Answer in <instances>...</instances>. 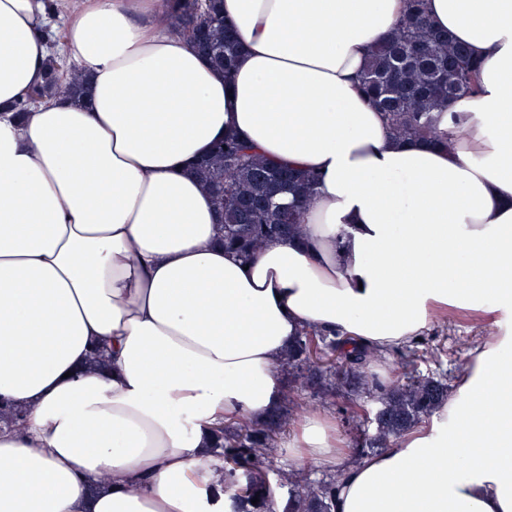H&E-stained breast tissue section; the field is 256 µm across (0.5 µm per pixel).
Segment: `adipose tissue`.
Returning a JSON list of instances; mask_svg holds the SVG:
<instances>
[{"label": "adipose tissue", "instance_id": "adipose-tissue-1", "mask_svg": "<svg viewBox=\"0 0 512 512\" xmlns=\"http://www.w3.org/2000/svg\"><path fill=\"white\" fill-rule=\"evenodd\" d=\"M57 2L89 101L20 114L50 18L0 0V406L24 417L0 429V512H231L214 431L265 418L302 330L387 353L448 307L495 340L429 424L345 467L333 512H512V0L427 2L483 60L445 149L394 142L357 89L404 0H224L228 79L165 0ZM230 131L319 175L302 241L247 262L192 172ZM280 445L345 453L319 412Z\"/></svg>", "mask_w": 512, "mask_h": 512}]
</instances>
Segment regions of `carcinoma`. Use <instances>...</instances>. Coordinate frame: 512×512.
Instances as JSON below:
<instances>
[{
    "mask_svg": "<svg viewBox=\"0 0 512 512\" xmlns=\"http://www.w3.org/2000/svg\"><path fill=\"white\" fill-rule=\"evenodd\" d=\"M222 0H171L176 32L210 59L228 77L241 42L224 23ZM405 9L393 32L371 47L361 76V89L383 112L390 134L401 143L441 146V116L458 101L478 93L480 62L466 45L429 18L427 0H404ZM66 73L52 65L46 83L16 104L18 113L62 86ZM202 185L214 193L222 221L219 238L224 248L250 259L269 238L288 241L300 232L301 209L313 194L316 176L268 161L228 134L195 166ZM336 358L327 371L312 353ZM381 353L369 346L347 347L328 334L305 330L281 363L285 365L283 402L262 421L240 420L235 427L215 431L214 447L224 461V494L233 512H333L332 498L339 474L311 481L306 474L274 471L272 449L302 391L326 404L337 397L356 395L375 402L343 408L344 422L354 437L353 453L382 450L411 430L448 400V384L434 377L408 376L386 386L378 382L373 364ZM288 496L277 503L279 490ZM259 502L249 509L244 503Z\"/></svg>",
    "mask_w": 512,
    "mask_h": 512,
    "instance_id": "cac0c4a2",
    "label": "carcinoma"
}]
</instances>
